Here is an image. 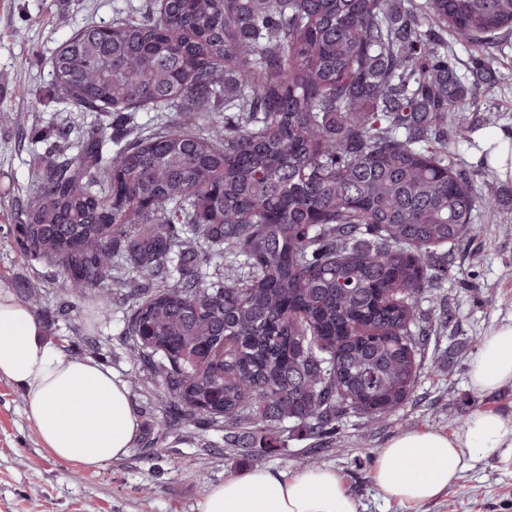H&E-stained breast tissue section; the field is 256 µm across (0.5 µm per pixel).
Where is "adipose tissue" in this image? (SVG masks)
I'll use <instances>...</instances> for the list:
<instances>
[{"label": "adipose tissue", "mask_w": 512, "mask_h": 512, "mask_svg": "<svg viewBox=\"0 0 512 512\" xmlns=\"http://www.w3.org/2000/svg\"><path fill=\"white\" fill-rule=\"evenodd\" d=\"M476 158L512 182V130L485 135ZM45 334L34 312L0 283V377L24 391L26 412L49 453L92 470L127 456L140 421L126 386L93 361L62 355ZM468 385L478 394L512 388V322L482 336ZM503 448L512 449V414L476 409L453 432L414 429L391 438L375 454L373 480L385 501L417 507ZM201 512H359V503L332 469L286 475L256 467L213 485Z\"/></svg>", "instance_id": "ef3b65f1"}]
</instances>
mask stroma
Listing matches in <instances>:
<instances>
[{"label":"stroma","mask_w":512,"mask_h":512,"mask_svg":"<svg viewBox=\"0 0 512 512\" xmlns=\"http://www.w3.org/2000/svg\"><path fill=\"white\" fill-rule=\"evenodd\" d=\"M141 0H0V282L20 300L36 289L33 310L47 337L71 358L83 357L80 335L99 337L100 365L126 383L140 418V435L124 458L92 471L63 463L45 448L36 425L25 412L23 391L0 378V512H200L211 486L226 475L254 464L287 474L298 460L314 454L319 466L341 475L355 494L360 512H512V459L495 454L464 472L439 499L413 507L385 502L372 479L374 456L391 438L408 428L451 432L474 409L490 407L512 413V389L492 395L470 390L467 371L482 336L492 327L512 322V183H505L474 160L476 142L460 139L451 145L466 163L475 192L501 190L504 203L495 221L475 213L481 231L451 250L453 266L441 293L453 321L444 336L430 344L426 362L436 363L440 377L419 378L404 410L382 421L345 415L329 439L309 436L300 427L284 435V443L260 461L239 453L225 455L223 435L183 423L157 438L154 421L160 407L150 386L133 384L138 369L129 360L121 301L103 322L94 302L70 318L57 313L51 288L52 268L20 259L3 231L13 214L12 200L30 185L52 146L45 134L63 120L86 129L105 125L92 112H73L54 92L49 61L72 33L90 23L110 21L115 9ZM458 71L472 59H484L497 80L476 92L493 113H471L475 134L512 129V37L490 45L446 33ZM151 495H144V488Z\"/></svg>","instance_id":"stroma-1"}]
</instances>
